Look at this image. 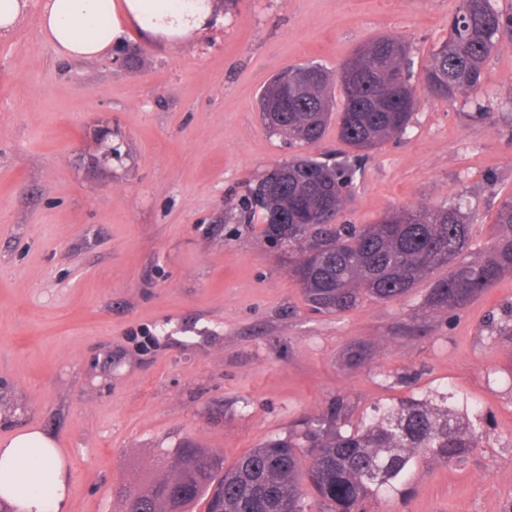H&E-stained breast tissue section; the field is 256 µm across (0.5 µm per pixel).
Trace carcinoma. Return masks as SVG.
I'll return each mask as SVG.
<instances>
[{"label": "carcinoma", "mask_w": 512, "mask_h": 512, "mask_svg": "<svg viewBox=\"0 0 512 512\" xmlns=\"http://www.w3.org/2000/svg\"><path fill=\"white\" fill-rule=\"evenodd\" d=\"M505 43L512 44V11L492 0H460L448 38L422 69L427 93L448 100L471 96L477 117L493 122L491 106L476 94L486 61ZM412 78L409 45L385 35L356 48L334 78L319 64L289 66L259 97L266 130L310 149L325 135L334 93L340 96L338 138L353 157L331 164L295 155L249 188L263 240L280 253L317 313L401 298L443 268L448 273L434 282L426 304L448 313L512 273V195L497 211L481 262L468 259L471 224L459 203L403 206L374 224L339 221L368 151L407 133L417 107ZM349 412L336 398L288 435L264 441L227 467L218 453L186 443L162 478L119 492L124 512H189L200 498L206 512H306L310 494L321 512H368L371 502L404 494L423 464L458 463L477 447L468 416L449 405L446 394L407 398L355 425Z\"/></svg>", "instance_id": "obj_1"}]
</instances>
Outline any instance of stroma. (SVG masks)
<instances>
[{
    "label": "stroma",
    "instance_id": "35a3bbf8",
    "mask_svg": "<svg viewBox=\"0 0 512 512\" xmlns=\"http://www.w3.org/2000/svg\"><path fill=\"white\" fill-rule=\"evenodd\" d=\"M41 0L0 36V440L36 428L70 463L69 512H122L191 440L233 463L337 397L352 420L434 390L467 400L483 436L466 460L417 470L370 512H512V274L452 313L425 279L399 300L312 313L264 246L261 222L225 220L294 148L269 135L262 85L285 66L338 71L394 34L422 68L459 0H235L179 44L127 30L121 47L62 58ZM133 56L129 65L120 58ZM405 139L371 150L344 215L459 196L485 257L512 195V47L485 63L482 98L417 87ZM370 360L351 368L349 350Z\"/></svg>",
    "mask_w": 512,
    "mask_h": 512
}]
</instances>
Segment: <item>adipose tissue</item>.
Listing matches in <instances>:
<instances>
[{
	"mask_svg": "<svg viewBox=\"0 0 512 512\" xmlns=\"http://www.w3.org/2000/svg\"><path fill=\"white\" fill-rule=\"evenodd\" d=\"M210 0H43L39 31L66 58L111 53L133 24L168 42L208 31ZM71 472L54 439L27 429L0 440V500L14 512H68Z\"/></svg>",
	"mask_w": 512,
	"mask_h": 512,
	"instance_id": "1",
	"label": "adipose tissue"
}]
</instances>
